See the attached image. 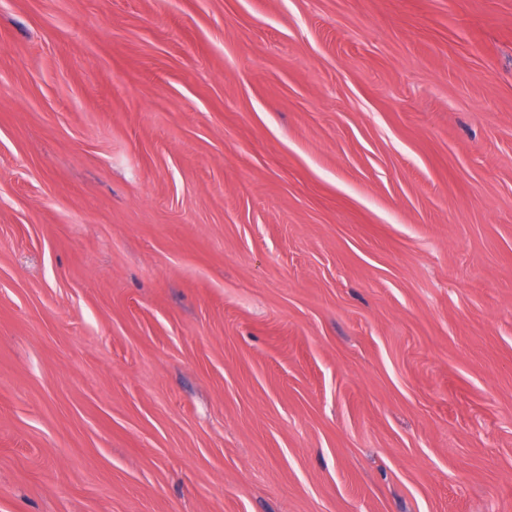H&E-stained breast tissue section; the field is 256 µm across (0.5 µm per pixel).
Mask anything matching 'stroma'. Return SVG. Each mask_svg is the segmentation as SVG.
Listing matches in <instances>:
<instances>
[{
  "instance_id": "1",
  "label": "stroma",
  "mask_w": 512,
  "mask_h": 512,
  "mask_svg": "<svg viewBox=\"0 0 512 512\" xmlns=\"http://www.w3.org/2000/svg\"><path fill=\"white\" fill-rule=\"evenodd\" d=\"M0 512H512V0H0Z\"/></svg>"
}]
</instances>
